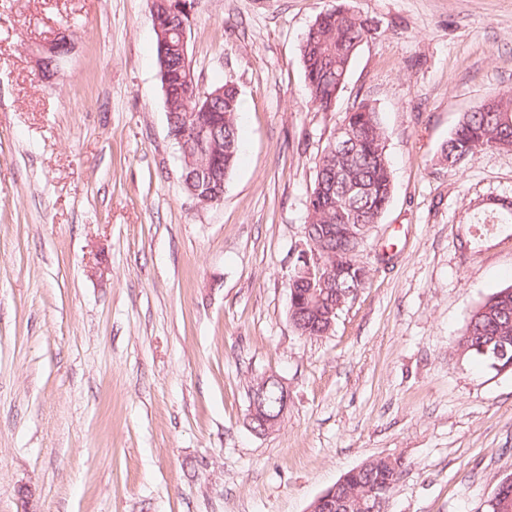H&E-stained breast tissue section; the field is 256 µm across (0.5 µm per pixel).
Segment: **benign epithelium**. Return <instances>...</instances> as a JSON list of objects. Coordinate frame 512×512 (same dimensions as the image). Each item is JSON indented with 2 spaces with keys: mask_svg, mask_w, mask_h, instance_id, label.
Wrapping results in <instances>:
<instances>
[{
  "mask_svg": "<svg viewBox=\"0 0 512 512\" xmlns=\"http://www.w3.org/2000/svg\"><path fill=\"white\" fill-rule=\"evenodd\" d=\"M195 0H150V11L157 22L156 30L160 43V67L162 77V91L164 98L172 99L178 94L195 103V112L192 113V123L183 128L174 129L175 116L167 113L169 135L177 143L181 153L182 165L196 169L197 178L188 183V194L200 205H214L224 198V191L213 187L210 171L206 163L209 153L210 139H212L219 123L211 119L213 111L224 104V88L208 87L195 73L187 51L188 32L193 23ZM178 38L176 49L182 60V74L176 85L170 83L167 75L170 53V33ZM73 49L72 38L66 28L58 29L55 37L44 46L37 58V66L45 78H52L57 73L59 62L68 56ZM356 224H338L324 226V235L328 237L339 236L349 239H363L356 232ZM322 267L317 250L305 248L298 254L296 271L306 279H311L314 268ZM274 382L279 387L282 400L279 411L270 414L265 411L262 395L266 386ZM250 405L247 423L252 432L264 435L274 431L284 420L288 411L290 394L288 387L280 377L268 374L255 380L249 390ZM344 480H339L317 496L309 505L307 512H336V496Z\"/></svg>",
  "mask_w": 512,
  "mask_h": 512,
  "instance_id": "1",
  "label": "benign epithelium"
}]
</instances>
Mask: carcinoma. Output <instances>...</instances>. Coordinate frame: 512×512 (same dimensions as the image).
Returning a JSON list of instances; mask_svg holds the SVG:
<instances>
[{
	"instance_id": "1",
	"label": "carcinoma",
	"mask_w": 512,
	"mask_h": 512,
	"mask_svg": "<svg viewBox=\"0 0 512 512\" xmlns=\"http://www.w3.org/2000/svg\"><path fill=\"white\" fill-rule=\"evenodd\" d=\"M370 21L336 0L330 9L319 14L306 31L300 57L305 72V93L309 101L323 112L333 105L344 89L333 76L349 72L351 63L370 36ZM239 93L224 91V125L215 133L212 152L224 157V176H229L239 154ZM342 122L352 127L348 147L334 152L323 149L316 166L314 187L306 200L307 222L304 232L312 239L326 268L339 274L336 295H325L321 302L304 298L309 286L297 287L289 294L288 311L302 322L300 335L318 337L328 326L325 314L330 305L339 303L350 289L369 278V268L359 259L357 241L326 239L320 229L326 224H359L371 227L378 223L392 196L393 184L385 133L376 108L363 100L344 114ZM488 150H512V93H502L483 100L462 115L455 131L441 148L448 170L458 171L475 155ZM361 187L355 195L346 187ZM498 224H512V202L498 210L474 215L473 227L481 232ZM508 338L507 360H512V288H503L488 296L469 312L464 333L457 340V350L490 364L495 359L484 352L487 344L496 347V339ZM399 479L395 465L385 457H376L346 473L342 488L346 506L338 512H360L361 502L384 496Z\"/></svg>"
}]
</instances>
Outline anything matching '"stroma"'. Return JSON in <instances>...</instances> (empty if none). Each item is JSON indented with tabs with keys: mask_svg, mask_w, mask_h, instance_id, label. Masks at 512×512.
Listing matches in <instances>:
<instances>
[{
	"mask_svg": "<svg viewBox=\"0 0 512 512\" xmlns=\"http://www.w3.org/2000/svg\"><path fill=\"white\" fill-rule=\"evenodd\" d=\"M372 34L335 108L301 39L332 0H195L188 54L240 93L221 203L183 188L149 0H0V512H306L345 472L400 459L386 512H484L512 474V372L460 355L512 286V151L440 161L463 113L512 91V0H348ZM74 48L51 80L38 50ZM376 106L391 202L364 288L320 338L288 317L305 201L345 112ZM291 400L265 435L249 385ZM73 49L69 30L59 28L55 37L44 46L37 58V66L43 77L52 78L57 73L59 62L68 56ZM472 226L481 231L482 233H486L491 227H494L496 224H512V202H509L508 205L502 204L499 210H490L483 211V213H476L474 215ZM270 382H275L279 387L278 388L274 384H270L265 392L264 399L266 409L269 412H277L273 414L265 411L264 404L262 402L263 392ZM280 391L282 394L281 404L279 403ZM249 397L250 405L247 415V423L251 431L259 435H264L274 431L284 420L288 411V405L290 402L288 387L277 375H264L252 383L249 390Z\"/></svg>",
	"mask_w": 512,
	"mask_h": 512,
	"instance_id": "obj_1",
	"label": "stroma"
}]
</instances>
